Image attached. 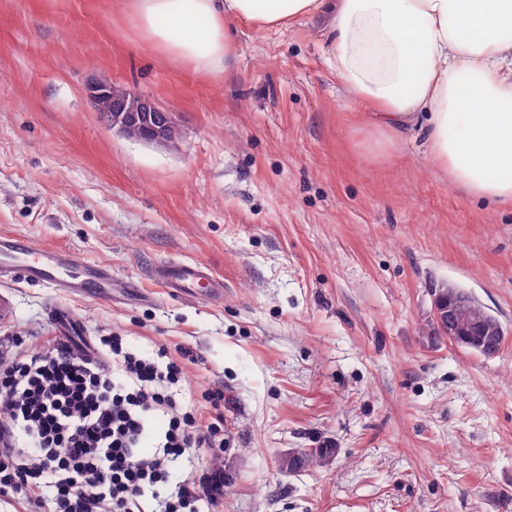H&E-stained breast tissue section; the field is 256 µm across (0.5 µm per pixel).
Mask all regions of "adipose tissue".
I'll return each mask as SVG.
<instances>
[{
	"label": "adipose tissue",
	"mask_w": 512,
	"mask_h": 512,
	"mask_svg": "<svg viewBox=\"0 0 512 512\" xmlns=\"http://www.w3.org/2000/svg\"><path fill=\"white\" fill-rule=\"evenodd\" d=\"M312 17L327 65L366 108L373 158L416 134L472 198L512 202V0H122L131 43L212 78L232 58L233 20Z\"/></svg>",
	"instance_id": "1"
}]
</instances>
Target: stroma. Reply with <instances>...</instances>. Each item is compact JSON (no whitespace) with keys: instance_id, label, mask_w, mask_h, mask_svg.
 I'll list each match as a JSON object with an SVG mask.
<instances>
[{"instance_id":"35a3bbf8","label":"stroma","mask_w":512,"mask_h":512,"mask_svg":"<svg viewBox=\"0 0 512 512\" xmlns=\"http://www.w3.org/2000/svg\"><path fill=\"white\" fill-rule=\"evenodd\" d=\"M118 4L0 0V234L111 264V301H67L88 336L189 351L198 410L223 391V453L173 480L221 459L230 486L201 512H512V206L451 184L420 139L367 158L320 21L237 22L213 79L128 42ZM93 79L150 97L178 137L103 123ZM183 260L223 278V301L151 281ZM442 283L500 321L498 354L440 335ZM0 292V336L52 335L54 289ZM326 447L325 466L282 467Z\"/></svg>"}]
</instances>
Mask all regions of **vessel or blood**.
Returning a JSON list of instances; mask_svg holds the SVG:
<instances>
[{"mask_svg": "<svg viewBox=\"0 0 512 512\" xmlns=\"http://www.w3.org/2000/svg\"><path fill=\"white\" fill-rule=\"evenodd\" d=\"M21 279L30 283L48 285L65 296L96 294L111 300L117 282L112 267L95 261L75 262L65 248L44 249L26 238L0 235V281ZM161 287L180 295H194L205 290L207 298L221 301L224 284L206 265L197 263H162L154 271ZM58 337L71 342L80 352L91 349V341L84 334L80 315L64 304L53 305L49 313Z\"/></svg>", "mask_w": 512, "mask_h": 512, "instance_id": "b4317fda", "label": "vessel or blood"}]
</instances>
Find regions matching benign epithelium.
<instances>
[{
    "label": "benign epithelium",
    "instance_id": "benign-epithelium-1",
    "mask_svg": "<svg viewBox=\"0 0 512 512\" xmlns=\"http://www.w3.org/2000/svg\"><path fill=\"white\" fill-rule=\"evenodd\" d=\"M86 91L101 119L126 137H131L137 130L139 141H169L167 127L173 117L153 100L136 92L132 101L114 98L112 84L102 81L89 83ZM434 304L442 332L448 340L469 346L487 357L497 353L496 337L502 335V329L491 327L489 318L483 314L471 317L474 302L469 294L452 286L446 290L438 289Z\"/></svg>",
    "mask_w": 512,
    "mask_h": 512
}]
</instances>
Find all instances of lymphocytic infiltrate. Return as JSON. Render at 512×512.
Instances as JSON below:
<instances>
[{"label":"lymphocytic infiltrate","instance_id":"1","mask_svg":"<svg viewBox=\"0 0 512 512\" xmlns=\"http://www.w3.org/2000/svg\"><path fill=\"white\" fill-rule=\"evenodd\" d=\"M0 336V497L51 502L53 512H200L217 504L224 471L172 485L170 465L220 451L182 397L187 352L156 360L123 336L98 337L94 356L56 337L20 352Z\"/></svg>","mask_w":512,"mask_h":512}]
</instances>
